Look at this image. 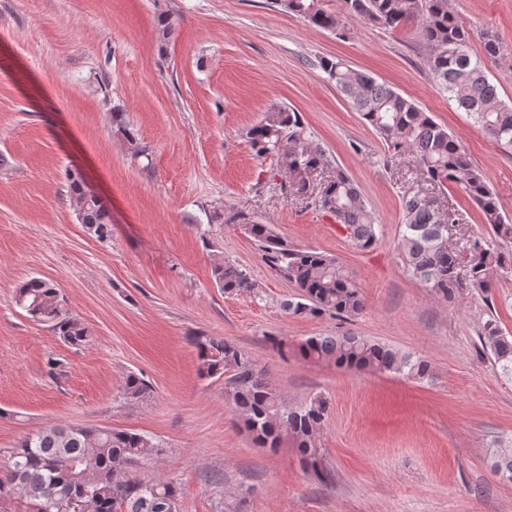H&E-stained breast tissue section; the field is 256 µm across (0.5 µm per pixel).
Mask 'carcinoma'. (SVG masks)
I'll list each match as a JSON object with an SVG mask.
<instances>
[{
	"instance_id": "cac0c4a2",
	"label": "carcinoma",
	"mask_w": 512,
	"mask_h": 512,
	"mask_svg": "<svg viewBox=\"0 0 512 512\" xmlns=\"http://www.w3.org/2000/svg\"><path fill=\"white\" fill-rule=\"evenodd\" d=\"M284 11L302 16L313 26L337 31L338 17L322 7V0H275ZM351 17L388 29L418 21L430 47L427 63L440 91L456 108L468 113L486 135L512 148V106L499 96L490 80L485 59L500 56L502 46L487 31H477L459 17L448 0H341ZM481 39L484 57L474 58L470 45ZM322 69L360 112L364 123L398 154H413L418 178L439 188L453 184L479 207L483 224L498 244L485 246L481 236L469 237L470 251L478 261L470 268L469 284L488 286L490 273L512 272V220L503 214L485 174L471 160L464 145L411 99L378 82L367 72L350 68L340 59H326ZM255 155L264 160L283 159L298 191L309 187L306 175L325 168V153L307 142L298 113L249 128L246 132ZM69 191L77 205L80 223L98 240L111 235V216L100 198L89 194L81 178L69 176ZM319 209L336 217L348 237L362 250L377 241L378 219L361 191L342 169L323 183L313 197ZM399 247L412 276L432 294L450 299L463 288L457 252L448 251V232L436 203L427 192L407 191L402 200ZM242 229L264 251L269 266L295 283L297 299L282 303L291 315L335 313L353 316L364 307L355 279L336 258L288 245L268 224L252 221ZM214 279L227 293L246 292L258 301L262 289L234 265L214 267ZM15 305L37 322H48L64 342L80 346L88 341L87 327L70 315L66 299L52 282L32 277L16 289ZM499 374L512 379V335L495 317L487 319L479 336ZM197 350L202 377L227 376L228 400L255 444L272 451L289 438L304 467L323 483L332 473L323 464L318 441L328 416L327 401L320 396L290 406L278 399L267 381V370L235 344L215 336L190 338ZM301 357L314 362L332 361L337 367L365 372L395 373L413 381L430 377L427 360L354 334L315 336L298 345ZM149 386L135 373L126 376L123 396L131 401L148 397ZM163 448L151 438L128 430L89 429L54 425L24 436L0 469V494L15 493L36 503L37 512H59L60 505L91 495L95 512H176L177 489L171 482L137 475L142 462L161 455ZM495 472L512 473V438L496 440L492 448Z\"/></svg>"
}]
</instances>
